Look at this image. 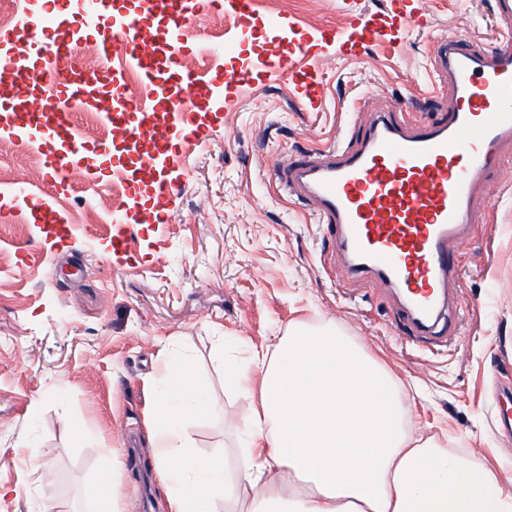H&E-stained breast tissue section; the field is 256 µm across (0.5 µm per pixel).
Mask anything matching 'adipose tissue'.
<instances>
[{
    "instance_id": "ef3b65f1",
    "label": "adipose tissue",
    "mask_w": 512,
    "mask_h": 512,
    "mask_svg": "<svg viewBox=\"0 0 512 512\" xmlns=\"http://www.w3.org/2000/svg\"><path fill=\"white\" fill-rule=\"evenodd\" d=\"M252 360L260 383L233 474L190 452L194 414L217 404L189 385L186 355L161 371L147 430L168 512L239 499L247 512H512L482 464L412 438L397 384L335 333H292Z\"/></svg>"
}]
</instances>
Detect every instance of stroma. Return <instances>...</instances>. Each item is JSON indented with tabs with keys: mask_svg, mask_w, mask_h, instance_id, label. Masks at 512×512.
Instances as JSON below:
<instances>
[{
	"mask_svg": "<svg viewBox=\"0 0 512 512\" xmlns=\"http://www.w3.org/2000/svg\"><path fill=\"white\" fill-rule=\"evenodd\" d=\"M381 35L359 54L297 56L323 73L327 97L302 111L286 83L267 80L270 31L298 42L347 27L343 0H255L254 27L185 19V63L199 74L248 68L259 78L237 111L212 93L213 131L183 145L181 191L165 224H127L112 257V221L140 207L127 186L70 176L64 185L26 168L31 151L0 141V192L40 188L73 225L66 238L28 216L0 212V512H95L100 478L116 470L125 512H166L146 421L160 367L176 351L192 360L195 388L221 406L194 422V450L237 470L248 408L232 367L250 368L289 330L335 328L399 385L412 435L461 459H478L512 494V434L501 428L512 401V167L491 187L487 226L460 248L449 285L458 331L421 335L402 315L399 291L342 271L336 243L319 236L309 203L281 194L277 161L336 140L344 125L402 110L410 126L450 105L432 84L439 39L489 47L492 0H425L427 25L394 35L388 0ZM234 42L224 55V42ZM63 491L49 495L47 474Z\"/></svg>",
	"mask_w": 512,
	"mask_h": 512,
	"instance_id": "1",
	"label": "stroma"
}]
</instances>
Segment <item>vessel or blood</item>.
<instances>
[{
	"mask_svg": "<svg viewBox=\"0 0 512 512\" xmlns=\"http://www.w3.org/2000/svg\"><path fill=\"white\" fill-rule=\"evenodd\" d=\"M159 1L164 22L151 33L138 17L113 12L112 0H53L25 10L18 26L0 32V71L11 76L18 106L0 114V137L36 147L52 177L64 180L77 171L98 181L101 150L78 136L70 112L80 104L136 148L137 171L116 167L111 178L132 184L137 176L148 177L155 198L170 210L176 185L158 176V159L181 168L184 143H201L209 135L196 110L207 85L181 60L185 14L225 10L245 25L252 0H140V8L154 12ZM493 13L497 37L490 49L444 40L434 50L433 71L454 98L440 122L412 128L395 113L380 112L366 123L357 145L339 141L293 154L273 170L283 192L313 201L316 221L334 234L348 273L402 291L403 315L422 334L454 333L447 312L448 283L456 273L452 247L486 223L477 199L499 180L500 151L512 145V0H494ZM62 30L76 38L102 32V72L87 74L78 67L58 36ZM380 34L376 16L361 14L356 26L336 30L334 37L337 45L354 49ZM290 51L277 45L266 72L287 82L290 92H304L310 108H319L326 91L318 71L294 70ZM117 55L139 70L148 105L123 94L122 72L110 64ZM211 81L223 84L231 112L253 84L243 68L229 77L215 72ZM0 208L37 212L59 231L68 228L66 217L26 186L0 196Z\"/></svg>",
	"mask_w": 512,
	"mask_h": 512,
	"instance_id": "b4317fda",
	"label": "vessel or blood"
}]
</instances>
